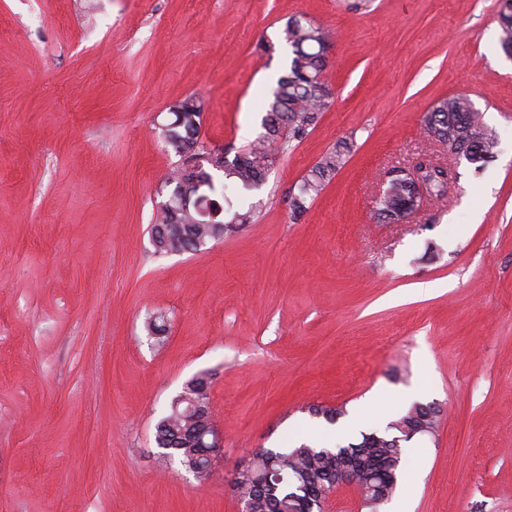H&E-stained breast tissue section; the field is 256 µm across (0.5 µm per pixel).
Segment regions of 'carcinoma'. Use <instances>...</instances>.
I'll use <instances>...</instances> for the list:
<instances>
[{
    "label": "carcinoma",
    "instance_id": "carcinoma-1",
    "mask_svg": "<svg viewBox=\"0 0 512 512\" xmlns=\"http://www.w3.org/2000/svg\"><path fill=\"white\" fill-rule=\"evenodd\" d=\"M499 43L503 53L512 56V0H499ZM285 40L292 48L288 73L280 76L272 91L262 125L264 133L233 159L224 160L222 197L255 191L261 188L276 158L286 153L291 143L302 141L318 124L330 105L329 84L325 80L326 59L322 54L324 41L330 37L321 25L310 20L293 18L286 24ZM172 121L163 129L167 150L181 156L180 149L199 141L201 104L189 96L169 108ZM422 123L436 141L446 144L448 152L463 157L480 171L494 157L497 138L486 126L483 113L463 94L444 96L424 113ZM352 144L342 143L328 150L302 177L298 192L291 198V210L296 216L308 209L347 163ZM429 193L441 196L448 185L447 171L426 168L423 173ZM163 187L169 189L171 207L159 206L151 227L155 252L166 254L196 253L195 243L201 238L220 241L236 231V226L250 222V215L224 214V205L215 198L213 176L206 169L187 177L182 166L174 168ZM410 186L403 180L391 181L377 199L378 218L393 222L405 210L410 198ZM183 395L188 400H175L169 415L156 426L158 447L164 456L179 458L192 470L207 464V449L197 447V433L207 428L204 416L210 412V397L206 379L196 378L187 384ZM439 419L430 406L415 405L399 419L388 424L391 430L398 424L420 434H434ZM382 432L360 433V438L336 448L302 443L293 448H267L249 460V466L236 486L238 494L253 499V512H310L308 497L325 498L336 480V456L349 453L356 465L368 472L373 487L372 497L390 498L398 485L403 465L404 447L398 453L372 442ZM273 469L278 476L276 491L262 490L257 482ZM307 480L310 496L292 497L297 480Z\"/></svg>",
    "mask_w": 512,
    "mask_h": 512
}]
</instances>
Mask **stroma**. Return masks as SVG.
<instances>
[{
    "label": "stroma",
    "mask_w": 512,
    "mask_h": 512,
    "mask_svg": "<svg viewBox=\"0 0 512 512\" xmlns=\"http://www.w3.org/2000/svg\"><path fill=\"white\" fill-rule=\"evenodd\" d=\"M498 0H0V512H239L226 480L258 448L385 431L413 404L403 512H512V59ZM331 32L332 104L264 185L250 223L157 254V190L180 159L160 127L196 96L200 141L263 132L284 28ZM468 95L498 139L482 172L421 124ZM348 163L301 216L302 176ZM448 191L379 222L393 167ZM164 317L166 330L147 324ZM209 379L224 455L208 482L162 461L155 426ZM340 407L336 422L313 417ZM352 143H342L329 149L320 160L302 177L298 192L291 198V210L295 216L302 215L330 183L336 173L347 163ZM438 422L439 419L437 412L434 408H432V406L415 405L411 407L407 413L402 415L399 419L389 423L387 429H394L398 432L397 428L394 427V425L398 424H404L411 427L412 429H416L420 426H427V429H423L414 437L426 434L433 435L436 431ZM414 437L404 440V442H409Z\"/></svg>",
    "instance_id": "35a3bbf8"
}]
</instances>
